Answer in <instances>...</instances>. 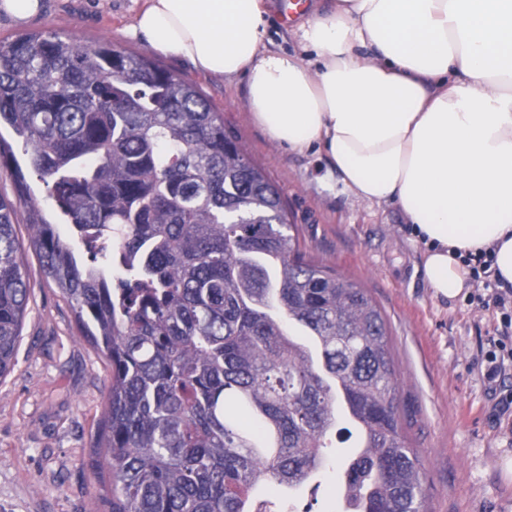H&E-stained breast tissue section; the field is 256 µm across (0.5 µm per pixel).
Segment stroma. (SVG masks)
<instances>
[{
    "instance_id": "obj_1",
    "label": "stroma",
    "mask_w": 512,
    "mask_h": 512,
    "mask_svg": "<svg viewBox=\"0 0 512 512\" xmlns=\"http://www.w3.org/2000/svg\"><path fill=\"white\" fill-rule=\"evenodd\" d=\"M142 0H45L24 24L0 14V45L41 31L109 41L149 52L132 30ZM283 0H269L265 44L295 51ZM160 62L196 84L224 114V124L279 187L293 223L313 252L368 288L390 323L408 435L426 476L428 512H512V370L486 376L488 337L501 312L483 304V281L457 298L435 297L423 275L424 243L395 202L367 204L330 182L318 150L271 141L248 112L245 76L223 79L172 56ZM23 260L32 298L17 363L0 382V512H110L95 474L104 464L93 445L111 366L80 336L58 288L43 280L33 252ZM336 475L290 491L295 512H336L328 494Z\"/></svg>"
}]
</instances>
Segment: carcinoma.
I'll return each instance as SVG.
<instances>
[{
    "instance_id": "cac0c4a2",
    "label": "carcinoma",
    "mask_w": 512,
    "mask_h": 512,
    "mask_svg": "<svg viewBox=\"0 0 512 512\" xmlns=\"http://www.w3.org/2000/svg\"><path fill=\"white\" fill-rule=\"evenodd\" d=\"M0 170L42 181L27 241L0 195V381L31 292L25 249L111 365L97 447L111 512H271L358 440L346 512H425L388 320L313 256L278 186L200 89L147 55L53 31L0 46ZM27 180L30 187V197L39 203L43 215L51 222H59L60 217L58 212L51 200L47 197L43 184L33 174H29L27 176Z\"/></svg>"
}]
</instances>
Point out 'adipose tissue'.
Wrapping results in <instances>:
<instances>
[{
  "label": "adipose tissue",
  "instance_id": "1",
  "mask_svg": "<svg viewBox=\"0 0 512 512\" xmlns=\"http://www.w3.org/2000/svg\"><path fill=\"white\" fill-rule=\"evenodd\" d=\"M264 0H144L132 28L200 72L247 78L265 134L319 147L329 177L397 202L426 251L435 296L467 288L490 252L512 285V0H329L267 50Z\"/></svg>",
  "mask_w": 512,
  "mask_h": 512
}]
</instances>
